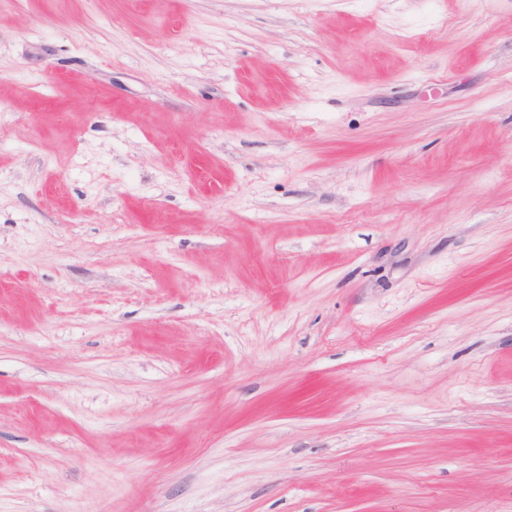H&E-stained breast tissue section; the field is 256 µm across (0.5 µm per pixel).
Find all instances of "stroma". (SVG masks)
Returning <instances> with one entry per match:
<instances>
[{
    "instance_id": "obj_1",
    "label": "stroma",
    "mask_w": 512,
    "mask_h": 512,
    "mask_svg": "<svg viewBox=\"0 0 512 512\" xmlns=\"http://www.w3.org/2000/svg\"><path fill=\"white\" fill-rule=\"evenodd\" d=\"M0 512H512V0H0Z\"/></svg>"
}]
</instances>
